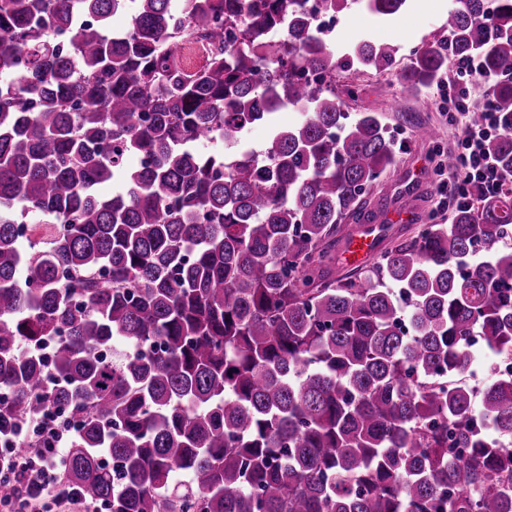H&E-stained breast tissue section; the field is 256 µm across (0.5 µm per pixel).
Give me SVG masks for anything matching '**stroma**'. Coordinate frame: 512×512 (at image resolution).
Listing matches in <instances>:
<instances>
[{
	"instance_id": "stroma-1",
	"label": "stroma",
	"mask_w": 512,
	"mask_h": 512,
	"mask_svg": "<svg viewBox=\"0 0 512 512\" xmlns=\"http://www.w3.org/2000/svg\"><path fill=\"white\" fill-rule=\"evenodd\" d=\"M453 0H408L398 19L383 22L365 12L360 4H352L336 16L334 40L339 53H346L363 36L391 44L396 49L391 71L376 76L351 69L338 72L337 88L353 89L346 99L345 109L350 114L378 112L391 135L404 141L393 173L381 176L372 186L368 202L377 213L373 224L378 250H385L395 241L412 236L419 225L429 223L438 197L436 186L441 178L438 167V147H451L458 131L450 123V114L444 100H436L432 111H419L416 99L403 89L400 74L407 68L414 50L434 35L443 33L447 12ZM428 123L435 127L437 138L422 141L413 134L415 126ZM417 212L415 222L392 223L394 212L405 205Z\"/></svg>"
}]
</instances>
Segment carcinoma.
Instances as JSON below:
<instances>
[{
    "label": "carcinoma",
    "instance_id": "1",
    "mask_svg": "<svg viewBox=\"0 0 512 512\" xmlns=\"http://www.w3.org/2000/svg\"><path fill=\"white\" fill-rule=\"evenodd\" d=\"M305 2L0 0V442L63 415L64 482L110 512H512V376L471 387L465 342L512 358V80L500 190L338 276L396 144L347 121ZM492 2L454 0L402 82L450 58L512 75V0ZM191 35L212 46L192 73L171 59ZM347 57L383 73L394 48ZM286 108L262 153L200 149ZM28 214L48 230L26 249Z\"/></svg>",
    "mask_w": 512,
    "mask_h": 512
}]
</instances>
